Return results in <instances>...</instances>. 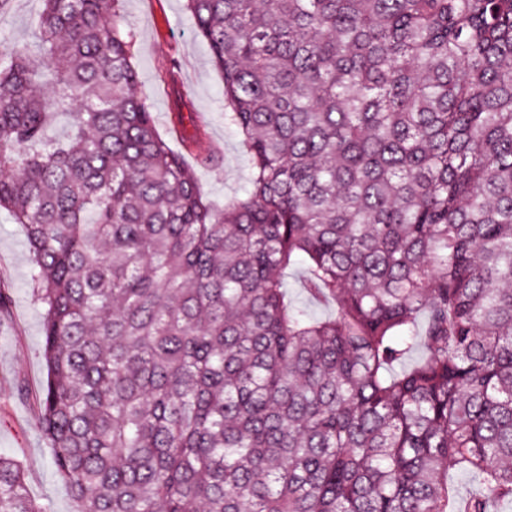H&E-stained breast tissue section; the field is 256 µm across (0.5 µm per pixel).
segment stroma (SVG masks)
<instances>
[{
	"instance_id": "35a3bbf8",
	"label": "stroma",
	"mask_w": 512,
	"mask_h": 512,
	"mask_svg": "<svg viewBox=\"0 0 512 512\" xmlns=\"http://www.w3.org/2000/svg\"><path fill=\"white\" fill-rule=\"evenodd\" d=\"M40 0H11L0 16V37L34 48ZM124 16L135 37L134 65L160 133L168 131L170 89L161 80L176 64L185 96L187 126L206 130L207 146L219 160L198 170L207 199L228 203L241 196L250 164L239 136L224 121L222 81L207 45L195 38L184 0H125ZM0 288L10 303L0 313V453L16 456L27 472L31 497L49 512H77L67 486L55 474L51 450L38 426L33 397L45 378L40 308L30 281V261L21 225L0 214Z\"/></svg>"
}]
</instances>
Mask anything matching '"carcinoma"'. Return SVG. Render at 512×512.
<instances>
[{
  "mask_svg": "<svg viewBox=\"0 0 512 512\" xmlns=\"http://www.w3.org/2000/svg\"><path fill=\"white\" fill-rule=\"evenodd\" d=\"M123 2L41 0L36 50L0 41V210L78 512L512 505V0H186L251 165L222 207ZM299 258L335 315L288 303ZM0 512H45L2 454Z\"/></svg>",
  "mask_w": 512,
  "mask_h": 512,
  "instance_id": "1",
  "label": "carcinoma"
}]
</instances>
